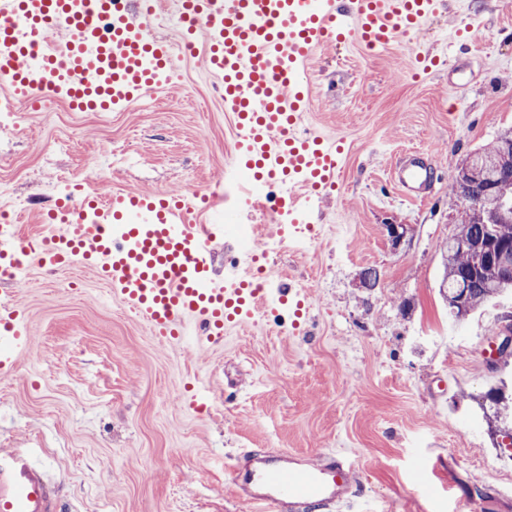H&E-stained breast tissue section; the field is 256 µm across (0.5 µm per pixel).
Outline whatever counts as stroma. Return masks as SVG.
I'll use <instances>...</instances> for the list:
<instances>
[{"label":"stroma","instance_id":"35a3bbf8","mask_svg":"<svg viewBox=\"0 0 512 512\" xmlns=\"http://www.w3.org/2000/svg\"><path fill=\"white\" fill-rule=\"evenodd\" d=\"M476 30L457 36L464 16ZM161 105L73 112L61 100L0 112V169L24 203L19 232L42 233L40 209L73 183L201 192L232 167L233 118L201 57L178 60ZM302 124L340 141L339 188L297 223L254 226L270 284L307 297L301 317L255 315L210 345L163 344L86 268H33L0 281V303L25 312L31 341L0 379V444L34 451L68 512H245L231 489L240 452L348 453L366 512H512V475L493 479L496 448L480 396L512 377V355L484 349L512 298L462 323L436 288L440 243L464 205L450 190L475 148L512 126V9L505 0H448L421 30L386 49L329 45L307 68ZM431 152L437 181L407 200L397 159ZM407 224L393 248L387 227ZM378 269L374 289L359 285Z\"/></svg>","mask_w":512,"mask_h":512}]
</instances>
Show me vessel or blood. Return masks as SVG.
I'll return each instance as SVG.
<instances>
[{"mask_svg":"<svg viewBox=\"0 0 512 512\" xmlns=\"http://www.w3.org/2000/svg\"><path fill=\"white\" fill-rule=\"evenodd\" d=\"M0 0V77L27 102L53 94L75 112H123L164 89L178 55L201 56L221 87L234 119L235 168L251 183L236 201L252 211L255 188H267L275 209L295 212L302 201L336 185L343 148L300 124L313 53L331 44L374 50L398 34L420 29L441 0ZM179 20V39L157 31V16ZM435 170L430 154H408L394 178L411 199L426 195ZM205 194L70 191L43 213L46 234L24 237L0 224V279L20 285L33 266L65 272L81 264L112 295L170 340L187 327L214 344L224 329L265 306L250 260L234 257L233 274L212 269L224 238L219 224L202 223L213 210ZM16 309L0 310V376H9L29 333ZM236 495L255 512H359L363 495L343 452L311 460L257 448L233 468ZM0 512H62L56 487L40 459L0 448Z\"/></svg>","mask_w":512,"mask_h":512,"instance_id":"vessel-or-blood-1","label":"vessel or blood"}]
</instances>
